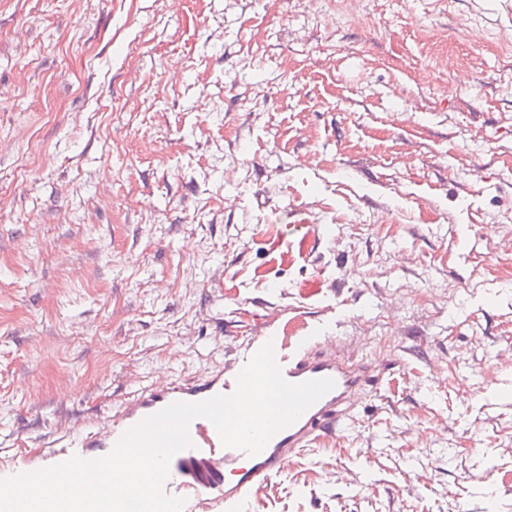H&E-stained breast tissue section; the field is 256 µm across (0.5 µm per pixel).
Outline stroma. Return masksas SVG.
<instances>
[{"instance_id": "1", "label": "stroma", "mask_w": 512, "mask_h": 512, "mask_svg": "<svg viewBox=\"0 0 512 512\" xmlns=\"http://www.w3.org/2000/svg\"><path fill=\"white\" fill-rule=\"evenodd\" d=\"M501 33L512 0H0V456L323 324L380 381L248 512H512Z\"/></svg>"}]
</instances>
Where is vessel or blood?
Returning a JSON list of instances; mask_svg holds the SVG:
<instances>
[{"label": "vessel or blood", "mask_w": 512, "mask_h": 512, "mask_svg": "<svg viewBox=\"0 0 512 512\" xmlns=\"http://www.w3.org/2000/svg\"><path fill=\"white\" fill-rule=\"evenodd\" d=\"M272 345L284 379L291 384L332 379L334 388L296 421L280 429L257 455L225 447L215 426L202 417L189 425L191 448L175 454L169 464L166 494L184 499L183 512H246L255 488L281 475L294 458L320 439L343 432L355 404L376 376L371 363L341 355L328 328L313 330L287 345L278 332L268 331L243 343L232 359L218 364L199 379L178 380L157 374L151 383L106 416L95 431L36 450L0 457V479L28 474L72 457L95 460L108 455L121 436L172 403H198L229 395L252 356Z\"/></svg>", "instance_id": "1"}]
</instances>
